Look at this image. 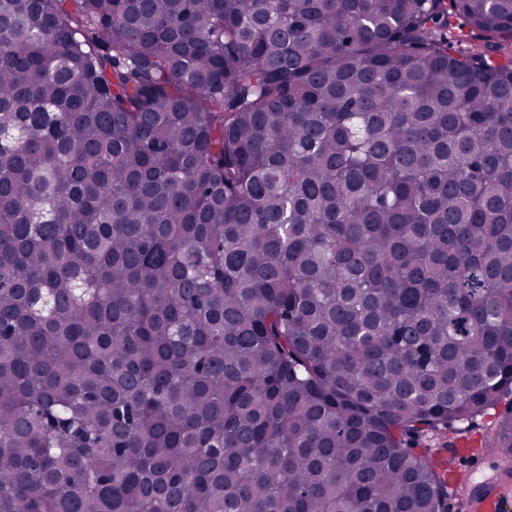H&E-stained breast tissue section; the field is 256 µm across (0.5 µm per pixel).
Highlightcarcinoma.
Returning a JSON list of instances; mask_svg holds the SVG:
<instances>
[{"label": "carcinoma", "instance_id": "carcinoma-1", "mask_svg": "<svg viewBox=\"0 0 512 512\" xmlns=\"http://www.w3.org/2000/svg\"><path fill=\"white\" fill-rule=\"evenodd\" d=\"M485 418L512 0H0V512H446Z\"/></svg>", "mask_w": 512, "mask_h": 512}]
</instances>
